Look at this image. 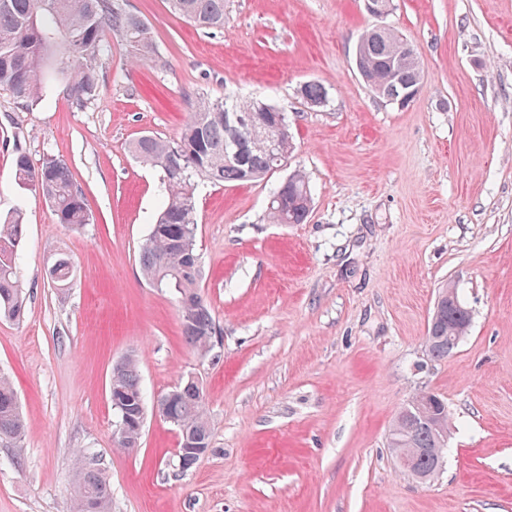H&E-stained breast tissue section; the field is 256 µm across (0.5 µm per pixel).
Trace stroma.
<instances>
[{"mask_svg":"<svg viewBox=\"0 0 512 512\" xmlns=\"http://www.w3.org/2000/svg\"><path fill=\"white\" fill-rule=\"evenodd\" d=\"M162 58L134 63L119 35L95 100L51 77L36 108L0 91V217L22 210L24 317L0 318V373L28 430L0 444V512H72L93 456L112 512H512V0H226L199 30L169 0H123ZM396 28L423 88L401 109L360 78L361 35ZM323 84V106L298 93ZM266 100L288 116L285 167L247 184L195 180L201 287L217 326L212 360L185 344L176 298L141 273L162 173L131 143L179 138L196 98ZM54 154L92 221L76 232L15 179L14 159ZM306 173L304 223L267 204ZM72 262L67 286L45 272ZM472 322L443 361L425 352L442 288ZM139 360L147 405L188 375L203 387L211 451L179 472L178 432L147 413L139 448L112 438L114 362ZM448 403V450L433 481L400 469L393 419L419 389Z\"/></svg>","mask_w":512,"mask_h":512,"instance_id":"1","label":"stroma"}]
</instances>
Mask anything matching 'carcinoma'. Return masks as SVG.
I'll return each instance as SVG.
<instances>
[{"mask_svg": "<svg viewBox=\"0 0 512 512\" xmlns=\"http://www.w3.org/2000/svg\"><path fill=\"white\" fill-rule=\"evenodd\" d=\"M225 0H170L176 14L201 29L224 28ZM119 33L135 57L156 62L158 55L143 19L123 8L120 0H0V90H7L26 107L43 101L46 83L57 73L68 80L73 101L82 106L100 91L99 62L104 52V30ZM357 52L369 73L373 93L401 108L408 92L420 93L423 72L412 45L393 28L379 33L369 29L360 38ZM304 101L320 107L327 100L326 88L310 81L300 88ZM254 108V101L228 106L222 101L201 97L178 140L164 141L144 136L133 145V153L143 163L163 174L166 199L156 223L150 225L140 247L144 276L159 288L178 296L181 334L197 356L215 357L208 350L216 325L199 283L202 270L196 252L193 178L202 175L219 184L244 183L267 176L276 169V158L293 150L292 135L276 138L274 126L279 112L273 105L262 113V125L237 124L230 115ZM15 177L30 185L53 209L57 222L74 231L91 223V215L81 188L67 164L53 154L44 156L39 166L19 153L14 160ZM312 202L306 176L296 171L274 189L269 200L268 219L272 224H301ZM24 234L22 211L0 222V317L21 319L26 310V294L21 288L16 264V247ZM72 272L66 256L56 259L49 270L53 284L64 286ZM441 301L428 322L427 356L441 361L454 353L456 336H466L471 313L453 288L440 292ZM110 386L117 389L118 413L136 422L145 418L146 406L140 386L138 361L129 354L112 368ZM180 441L199 439L211 444L204 393L197 382L183 380L170 404ZM433 415L441 429L419 422L394 420L389 446L420 448L418 472L433 480L439 472L436 457H445L448 434V404L436 395ZM26 422L8 377L0 375V441L19 442ZM73 512H112L109 481L96 467L78 470L74 485Z\"/></svg>", "mask_w": 512, "mask_h": 512, "instance_id": "cac0c4a2", "label": "carcinoma"}]
</instances>
